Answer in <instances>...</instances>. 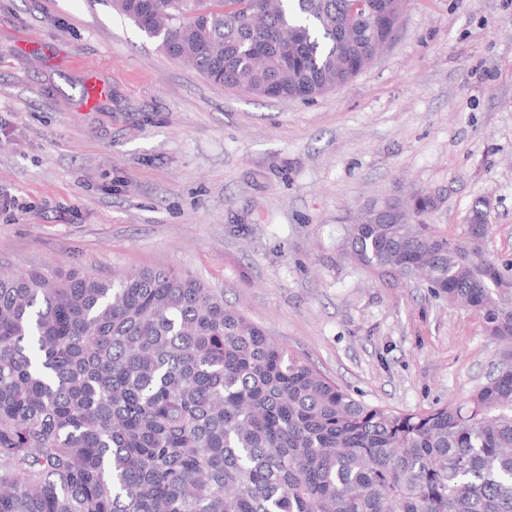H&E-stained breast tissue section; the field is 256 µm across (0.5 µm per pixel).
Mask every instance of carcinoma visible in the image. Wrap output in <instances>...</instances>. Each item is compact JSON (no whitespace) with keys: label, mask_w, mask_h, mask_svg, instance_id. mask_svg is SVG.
Returning <instances> with one entry per match:
<instances>
[{"label":"carcinoma","mask_w":512,"mask_h":512,"mask_svg":"<svg viewBox=\"0 0 512 512\" xmlns=\"http://www.w3.org/2000/svg\"><path fill=\"white\" fill-rule=\"evenodd\" d=\"M112 0L208 80L313 100L392 40L394 0ZM365 211L349 256L417 274L505 349L460 404L357 399L175 271H0V512H512V279L474 205L450 238Z\"/></svg>","instance_id":"cac0c4a2"}]
</instances>
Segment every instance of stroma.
I'll return each mask as SVG.
<instances>
[{"instance_id": "stroma-1", "label": "stroma", "mask_w": 512, "mask_h": 512, "mask_svg": "<svg viewBox=\"0 0 512 512\" xmlns=\"http://www.w3.org/2000/svg\"><path fill=\"white\" fill-rule=\"evenodd\" d=\"M489 206L512 263V0H408L388 49L315 100L227 89L111 0H0V270L159 268L366 403L424 411L487 380L480 316L347 255L368 204Z\"/></svg>"}]
</instances>
